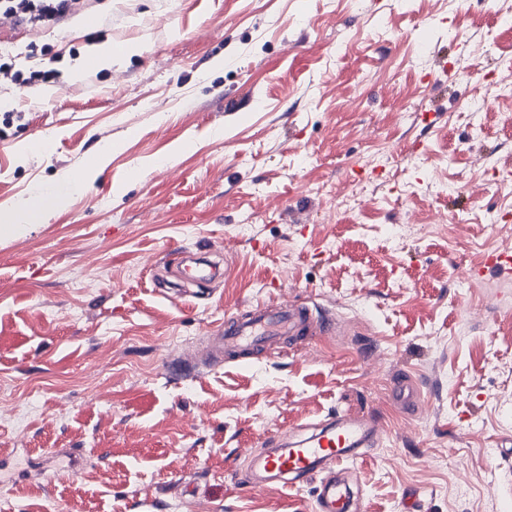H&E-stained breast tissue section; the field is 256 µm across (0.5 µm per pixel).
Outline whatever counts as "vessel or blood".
<instances>
[{"label":"vessel or blood","mask_w":512,"mask_h":512,"mask_svg":"<svg viewBox=\"0 0 512 512\" xmlns=\"http://www.w3.org/2000/svg\"><path fill=\"white\" fill-rule=\"evenodd\" d=\"M332 328L330 319L314 321L310 309L261 304L247 316L227 317L224 328L207 350L206 361L234 359L254 350L283 352L288 340L304 342ZM393 399L406 411H414L420 389L408 376L392 380ZM376 420L331 415L307 435L284 442L269 437L266 451L249 466V483H279L290 487L317 481L314 512H364V502L351 486V461L365 457L378 439Z\"/></svg>","instance_id":"b4317fda"}]
</instances>
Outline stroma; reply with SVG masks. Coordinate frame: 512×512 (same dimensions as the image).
Masks as SVG:
<instances>
[{"label": "stroma", "mask_w": 512, "mask_h": 512, "mask_svg": "<svg viewBox=\"0 0 512 512\" xmlns=\"http://www.w3.org/2000/svg\"><path fill=\"white\" fill-rule=\"evenodd\" d=\"M512 0H101L30 33L4 19L0 449L77 450L0 512H312L315 489L239 475L268 436L336 411L376 418L354 462L366 512H512ZM115 57L104 67L85 36ZM479 42L493 53L474 56ZM50 46L43 60L32 45ZM474 95L489 107L475 112ZM103 141L118 151L63 208ZM43 143L25 153L24 144ZM188 150H181V143ZM360 192L362 205L343 201ZM218 277L182 282L183 251ZM479 277H469L474 268ZM312 309L336 331L198 376L174 374L225 316ZM421 385L404 413L390 381ZM194 481L193 508L177 481ZM40 64L31 67L28 72L16 70L12 75L14 82L19 85V87H31L55 80L57 73L53 69H47ZM37 212L35 202L26 200L22 204L0 213V234L17 235L25 229L26 224H30L32 218Z\"/></svg>", "instance_id": "35a3bbf8"}]
</instances>
